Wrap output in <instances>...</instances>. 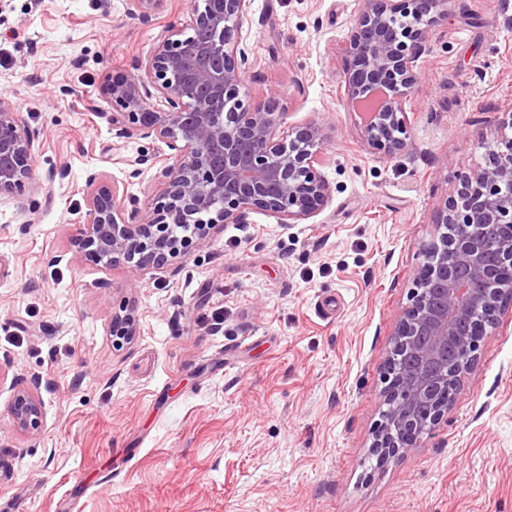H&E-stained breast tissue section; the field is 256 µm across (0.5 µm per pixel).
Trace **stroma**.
Returning <instances> with one entry per match:
<instances>
[{"instance_id":"stroma-1","label":"stroma","mask_w":512,"mask_h":512,"mask_svg":"<svg viewBox=\"0 0 512 512\" xmlns=\"http://www.w3.org/2000/svg\"><path fill=\"white\" fill-rule=\"evenodd\" d=\"M361 0H252L247 91L325 124L326 206L249 213L164 269L74 242L97 173L147 204L164 143L116 138L103 88L182 16L130 0H0V94L34 140L32 188L0 196V512H512V304L417 444L379 461L386 366L456 176L512 135V0H449L405 102L400 154L372 153L343 97ZM140 333L116 347V304ZM44 403L12 426L15 388ZM44 403L37 392L16 389L11 403V417L15 430L20 434H37L43 426Z\"/></svg>"}]
</instances>
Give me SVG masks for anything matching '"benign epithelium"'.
<instances>
[{"instance_id": "7a95c632", "label": "benign epithelium", "mask_w": 512, "mask_h": 512, "mask_svg": "<svg viewBox=\"0 0 512 512\" xmlns=\"http://www.w3.org/2000/svg\"><path fill=\"white\" fill-rule=\"evenodd\" d=\"M250 3L186 0L184 19L160 32L134 73L105 85L115 137H154L171 153L152 158L160 188L145 208L125 204L116 188L89 176L76 241L95 260L122 258L157 270L251 211L298 224L326 205L330 187L318 170L325 126L283 130L278 106L246 92L242 26ZM447 14L448 0H362L345 52L344 96L383 95L359 124L372 151L394 156L406 148L404 99L421 79L429 30ZM33 145L21 113L1 94L0 195L29 188ZM488 159L485 168L459 176L436 219L455 234L444 232L426 246L414 302L399 317L392 357L400 368L374 442L383 458L413 446L451 404L448 361L464 372L476 364L470 315H491L512 302V138L488 149ZM108 331L119 347L140 328L121 306ZM11 417L17 432L38 433L44 417L38 393L15 390Z\"/></svg>"}]
</instances>
